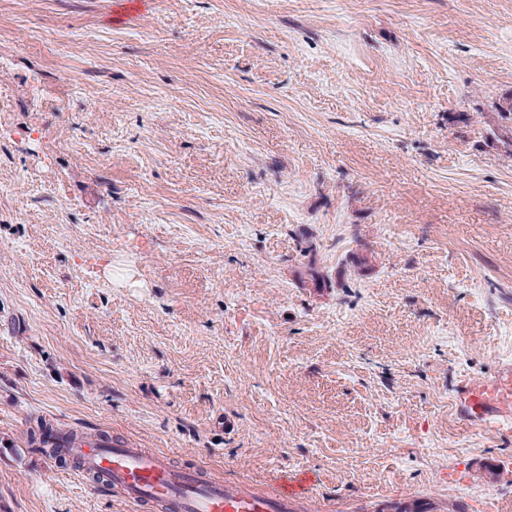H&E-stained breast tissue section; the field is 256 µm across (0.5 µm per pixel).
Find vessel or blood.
Returning a JSON list of instances; mask_svg holds the SVG:
<instances>
[{
    "instance_id": "b4317fda",
    "label": "vessel or blood",
    "mask_w": 512,
    "mask_h": 512,
    "mask_svg": "<svg viewBox=\"0 0 512 512\" xmlns=\"http://www.w3.org/2000/svg\"><path fill=\"white\" fill-rule=\"evenodd\" d=\"M460 406L469 419H486L512 409V369L494 379L460 387ZM84 470L100 472L123 498L155 508L156 512H296L300 497L281 484L257 490L207 476L202 470L174 465L159 450H144L100 438L65 443Z\"/></svg>"
}]
</instances>
